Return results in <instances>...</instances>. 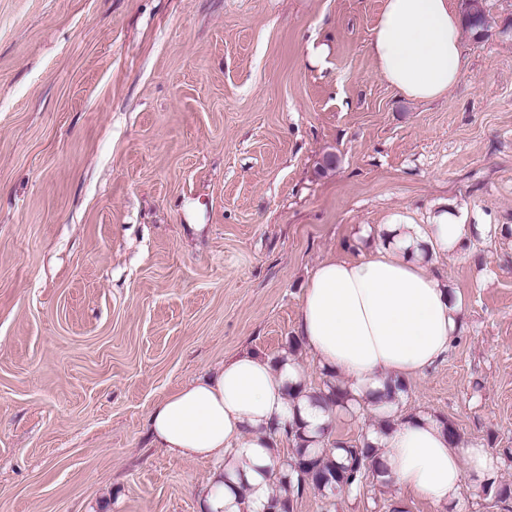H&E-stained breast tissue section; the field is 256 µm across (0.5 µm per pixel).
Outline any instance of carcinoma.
I'll list each match as a JSON object with an SVG mask.
<instances>
[{
  "instance_id": "cac0c4a2",
  "label": "carcinoma",
  "mask_w": 512,
  "mask_h": 512,
  "mask_svg": "<svg viewBox=\"0 0 512 512\" xmlns=\"http://www.w3.org/2000/svg\"><path fill=\"white\" fill-rule=\"evenodd\" d=\"M468 11L465 14L468 27L483 37L486 32V16L479 0H467ZM313 396L322 400L330 408L355 414L363 410L365 402L378 412V428L392 425L390 413L382 407L386 403L383 395L371 394L359 400L345 389L341 382L326 380L323 387L313 391ZM275 436H283L294 444L293 457L287 461L288 473L279 476L281 487L288 491L283 499H273L268 512H292L293 502L305 487L312 485L318 490L333 494L334 492L357 491L370 478H379L385 473L384 464L374 456L373 446L366 436L354 442H329L330 433L323 429L310 433L306 425L297 418L272 430ZM343 451L339 459L331 454V449Z\"/></svg>"
}]
</instances>
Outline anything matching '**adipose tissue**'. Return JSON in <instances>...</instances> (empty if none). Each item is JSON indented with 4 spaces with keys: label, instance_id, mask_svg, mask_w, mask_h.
I'll list each match as a JSON object with an SVG mask.
<instances>
[{
    "label": "adipose tissue",
    "instance_id": "1",
    "mask_svg": "<svg viewBox=\"0 0 512 512\" xmlns=\"http://www.w3.org/2000/svg\"><path fill=\"white\" fill-rule=\"evenodd\" d=\"M455 0H384L369 50L379 76L408 98L430 102L452 93L468 67ZM389 240L355 259L317 264L304 287L299 336L313 360L354 396L386 391L437 364L461 325L462 306L420 251L460 253L467 225L440 213L435 223L387 225ZM287 351L277 358L241 353L214 376L184 385L149 417L157 444L178 459L203 458L214 468L198 497L202 512H265L281 470L270 430L292 415L316 430L332 424ZM384 463L385 482L438 506L453 504L466 475L490 476L486 448L450 444L431 414L396 417L367 433Z\"/></svg>",
    "mask_w": 512,
    "mask_h": 512
}]
</instances>
